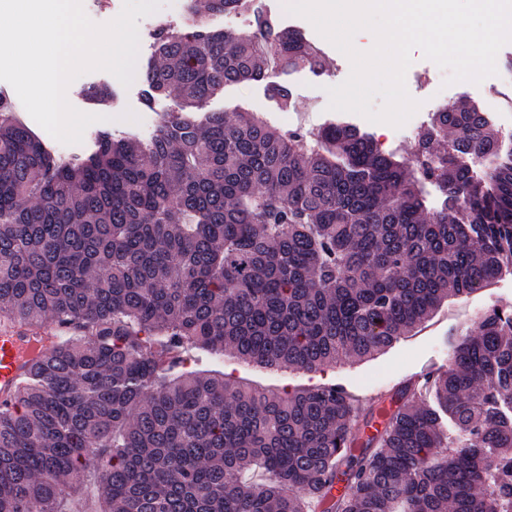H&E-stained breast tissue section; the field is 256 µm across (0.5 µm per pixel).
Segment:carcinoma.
Masks as SVG:
<instances>
[{"instance_id": "1", "label": "carcinoma", "mask_w": 512, "mask_h": 512, "mask_svg": "<svg viewBox=\"0 0 512 512\" xmlns=\"http://www.w3.org/2000/svg\"><path fill=\"white\" fill-rule=\"evenodd\" d=\"M245 11L235 37L202 20ZM189 15L154 33L146 96L182 107L147 144L102 131L62 161L0 98V318L56 334L0 402V512H64L90 467L100 512H512V308L460 337L428 397L406 387L362 416L335 385L171 374L188 347L306 372L370 358L512 271V148L478 106L434 113L446 151L418 143L444 194L428 218L366 133L308 144L246 112L196 116L322 56L256 0ZM485 155L476 181L462 158Z\"/></svg>"}]
</instances>
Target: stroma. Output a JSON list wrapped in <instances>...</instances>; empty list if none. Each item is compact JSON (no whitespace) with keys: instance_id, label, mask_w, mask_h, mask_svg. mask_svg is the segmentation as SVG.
Returning <instances> with one entry per match:
<instances>
[{"instance_id":"35a3bbf8","label":"stroma","mask_w":512,"mask_h":512,"mask_svg":"<svg viewBox=\"0 0 512 512\" xmlns=\"http://www.w3.org/2000/svg\"><path fill=\"white\" fill-rule=\"evenodd\" d=\"M265 12L285 27L301 29L324 56L321 72L309 69H272L261 82L225 86L221 93L203 104L206 112H223L228 118L247 112L261 118L280 131H299L306 138H313L322 127L338 122L356 125L375 136L383 152L404 162H413L416 139L426 135L433 112L447 103L470 102L477 104L503 137L512 136V120L502 119L498 113V95L503 82H512V43L504 45L496 63V76L480 84L445 85L446 71L434 66L426 58H418L416 73L407 75L406 88L410 97L420 107L413 116L416 130L413 138H395L393 127L373 123L351 112L332 111L328 108V87L343 83L349 76L348 58L321 37L306 19L283 14L281 0H262ZM283 83L292 91V105L283 108L268 86ZM71 105L85 113L106 116L105 130L116 137H127L142 142L150 141L156 133L161 117L177 111L179 101L175 96L147 99L141 80L123 86L112 74L105 71L86 73L72 83ZM104 87L111 95L106 102L98 103L85 96V89ZM132 110L136 121L122 120L125 110ZM512 308V273L503 274L491 286L463 298L447 300L432 317L408 335L401 337L391 348L374 357L335 366L318 373H306L293 368L267 369L239 360L232 353L222 355L189 350L185 358L186 370L223 374L233 383L259 386L284 393L316 385H340L351 396L355 406L370 407L380 397L404 383L431 372H441L450 365V347L470 321L478 319L492 307Z\"/></svg>"}]
</instances>
